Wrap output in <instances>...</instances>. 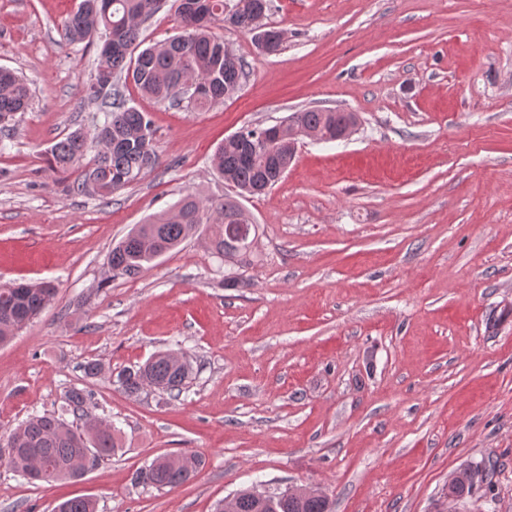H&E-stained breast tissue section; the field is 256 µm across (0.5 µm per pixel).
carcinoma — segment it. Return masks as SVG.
Here are the masks:
<instances>
[{"instance_id":"cac0c4a2","label":"carcinoma","mask_w":512,"mask_h":512,"mask_svg":"<svg viewBox=\"0 0 512 512\" xmlns=\"http://www.w3.org/2000/svg\"><path fill=\"white\" fill-rule=\"evenodd\" d=\"M165 0H80L64 25L67 41H92L112 33L116 48L101 63L88 85L91 95L102 100L104 120L94 127L93 139L98 151L85 160L87 134L74 130L47 149V162L56 172L72 173L70 189L95 195L103 200L138 180L159 164L154 129L149 113L130 106L119 90L121 79H130L144 95L172 106H187L204 111L224 101L240 87L246 64L212 35L209 24L222 18L224 27L250 34L263 25L270 9L269 0H211L213 7L201 21L177 0L182 32L159 44L143 48L129 62L130 49L136 44L141 25L164 5ZM28 83L9 70H0V124L29 108ZM288 119L323 140H334L348 124H356L355 112L331 109H305ZM266 128L257 125L241 129V139L224 138L213 156L214 166L224 181L236 188V195L203 200L187 195L170 209L138 224L120 240L108 257L115 276L135 277L145 265L179 247L199 226L209 225L217 252L233 266L243 267L239 258L255 243L252 232L257 225L247 222L248 215L239 199L267 190L281 179L295 157L296 149L286 143L263 141ZM56 293L51 282L22 284L14 290L0 284V343L31 322ZM192 363L172 352L159 351L143 365L127 369L117 376L122 389L138 394L150 388L174 397L188 387ZM92 393L70 388L60 410L33 415L19 423L9 434L7 464L32 481L54 482L78 479L75 468L84 459L91 469L119 451L117 429L99 421L89 411ZM73 416L67 421L65 416ZM202 459L196 454L162 455L137 471L135 482L157 489L175 488L189 481ZM475 472L480 485L458 482L448 492L464 499L479 486L492 488L495 467L479 464ZM55 512H97L89 497H74L59 502ZM236 512H331L323 494L284 497L276 494L262 503L250 490L238 492Z\"/></svg>"}]
</instances>
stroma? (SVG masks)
Returning a JSON list of instances; mask_svg holds the SVG:
<instances>
[{"mask_svg": "<svg viewBox=\"0 0 512 512\" xmlns=\"http://www.w3.org/2000/svg\"><path fill=\"white\" fill-rule=\"evenodd\" d=\"M79 0H0V67L28 79L27 111L0 127V283L54 282L35 321L0 344V456L66 391L94 394L120 449L76 480L29 482L0 465V512H215L245 489L325 493L333 512H437L459 469L498 462L512 512V0H271L286 31H211L247 64L207 111L127 86L150 113L159 166L108 200L76 194L45 152L104 112L99 64L62 28ZM356 112L336 142L303 140L279 183L243 200L257 224L244 285L206 228L132 278L112 247L183 196L230 188L212 157L246 126L310 108ZM196 373L179 398L126 393L118 372L160 350ZM104 372L86 377L84 364ZM204 463L187 483L134 481L165 453Z\"/></svg>", "mask_w": 512, "mask_h": 512, "instance_id": "obj_1", "label": "stroma"}]
</instances>
